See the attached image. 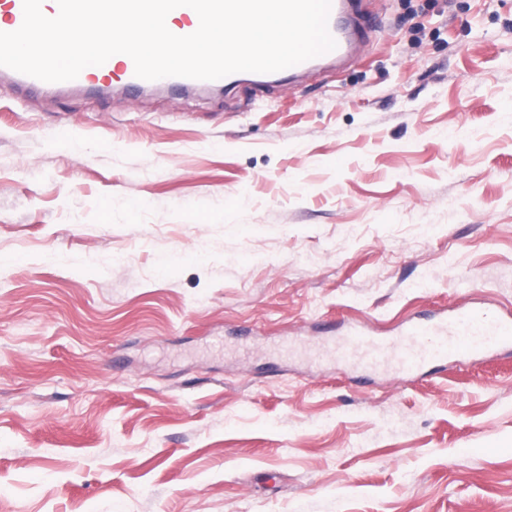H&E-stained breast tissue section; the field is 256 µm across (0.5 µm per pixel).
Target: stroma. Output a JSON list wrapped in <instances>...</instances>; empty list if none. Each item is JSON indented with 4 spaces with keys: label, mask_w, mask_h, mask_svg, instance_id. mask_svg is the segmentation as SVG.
I'll list each match as a JSON object with an SVG mask.
<instances>
[{
    "label": "stroma",
    "mask_w": 512,
    "mask_h": 512,
    "mask_svg": "<svg viewBox=\"0 0 512 512\" xmlns=\"http://www.w3.org/2000/svg\"><path fill=\"white\" fill-rule=\"evenodd\" d=\"M368 10L290 83L0 77V512H512V351L332 350L512 315V0Z\"/></svg>",
    "instance_id": "35a3bbf8"
}]
</instances>
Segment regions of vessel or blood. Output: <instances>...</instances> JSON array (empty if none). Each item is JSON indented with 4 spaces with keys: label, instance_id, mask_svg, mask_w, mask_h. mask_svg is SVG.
<instances>
[{
    "label": "vessel or blood",
    "instance_id": "obj_1",
    "mask_svg": "<svg viewBox=\"0 0 512 512\" xmlns=\"http://www.w3.org/2000/svg\"><path fill=\"white\" fill-rule=\"evenodd\" d=\"M355 12L354 0H332L328 28L336 48L285 69V76L300 77L325 63L342 64L350 60L362 36ZM22 22L23 0H0V31H16ZM115 83L140 91L153 86L152 81L136 76L134 62L128 57L118 64L109 60L99 66L85 67L70 85L102 90ZM345 344L366 364L391 363L404 370L420 369L455 354L512 348V320L489 310L463 308L441 323H415L390 339L359 335L349 337Z\"/></svg>",
    "mask_w": 512,
    "mask_h": 512
}]
</instances>
